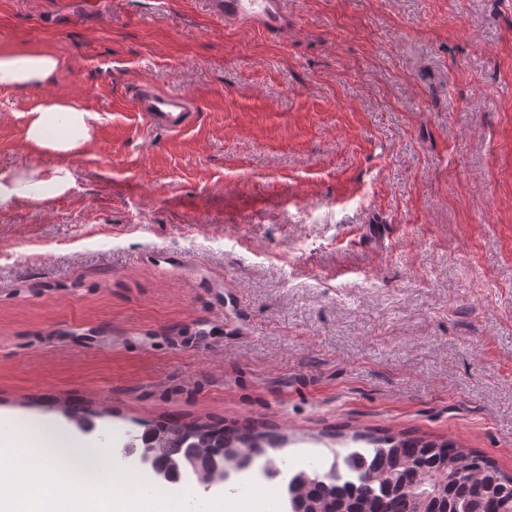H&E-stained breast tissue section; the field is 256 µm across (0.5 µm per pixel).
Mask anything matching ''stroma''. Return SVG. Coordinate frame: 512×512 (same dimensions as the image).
<instances>
[{
  "label": "stroma",
  "instance_id": "stroma-1",
  "mask_svg": "<svg viewBox=\"0 0 512 512\" xmlns=\"http://www.w3.org/2000/svg\"><path fill=\"white\" fill-rule=\"evenodd\" d=\"M287 3L0 0V45L63 60L0 90V183L70 173L0 203V432L54 422L109 486L115 432L170 415L275 426L290 465L408 432L512 474V0ZM141 82L193 127L148 129ZM45 94L93 111L77 154L26 142ZM226 25L274 28L286 25L288 12L281 0H212ZM130 101L151 130L179 133L192 126L196 106L179 91H165L150 82L137 84L131 90Z\"/></svg>",
  "mask_w": 512,
  "mask_h": 512
}]
</instances>
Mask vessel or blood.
Instances as JSON below:
<instances>
[{"instance_id":"obj_1","label":"vessel or blood","mask_w":512,"mask_h":512,"mask_svg":"<svg viewBox=\"0 0 512 512\" xmlns=\"http://www.w3.org/2000/svg\"><path fill=\"white\" fill-rule=\"evenodd\" d=\"M225 23L274 28L285 25L288 13L282 0H212ZM130 101L148 128L169 133L188 130L196 111L194 101L179 91H165L149 82L137 84Z\"/></svg>"}]
</instances>
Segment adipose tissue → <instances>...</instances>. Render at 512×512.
Here are the masks:
<instances>
[{
	"mask_svg": "<svg viewBox=\"0 0 512 512\" xmlns=\"http://www.w3.org/2000/svg\"><path fill=\"white\" fill-rule=\"evenodd\" d=\"M61 68V59L48 50L30 46L0 48V90L42 88ZM91 118V112L78 102L48 96L29 109L25 139L35 148L72 155L90 140Z\"/></svg>",
	"mask_w": 512,
	"mask_h": 512,
	"instance_id": "adipose-tissue-1",
	"label": "adipose tissue"
}]
</instances>
